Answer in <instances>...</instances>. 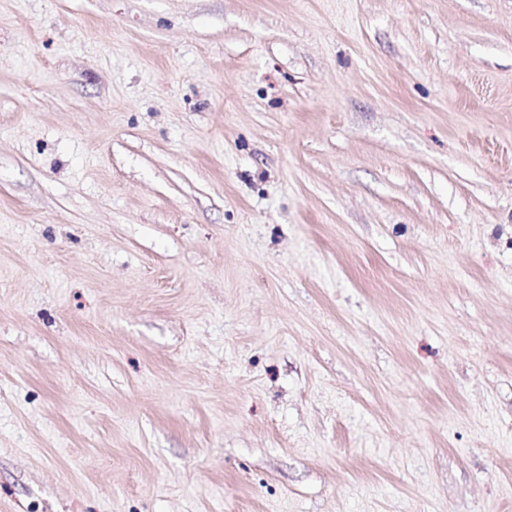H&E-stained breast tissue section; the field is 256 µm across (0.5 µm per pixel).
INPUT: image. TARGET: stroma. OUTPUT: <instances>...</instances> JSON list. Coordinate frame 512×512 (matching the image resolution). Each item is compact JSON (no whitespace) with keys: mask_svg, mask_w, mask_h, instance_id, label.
Instances as JSON below:
<instances>
[{"mask_svg":"<svg viewBox=\"0 0 512 512\" xmlns=\"http://www.w3.org/2000/svg\"><path fill=\"white\" fill-rule=\"evenodd\" d=\"M0 512H512V0H0Z\"/></svg>","mask_w":512,"mask_h":512,"instance_id":"stroma-1","label":"stroma"}]
</instances>
